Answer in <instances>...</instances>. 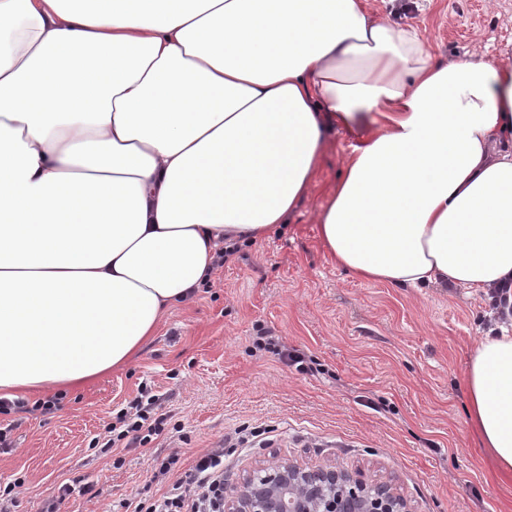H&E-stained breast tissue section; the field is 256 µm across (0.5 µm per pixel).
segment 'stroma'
Segmentation results:
<instances>
[{"instance_id": "1", "label": "stroma", "mask_w": 512, "mask_h": 512, "mask_svg": "<svg viewBox=\"0 0 512 512\" xmlns=\"http://www.w3.org/2000/svg\"><path fill=\"white\" fill-rule=\"evenodd\" d=\"M370 10L419 29L445 60L482 54L512 65V0H368ZM350 153L327 142L310 191L276 232L244 241L210 286L173 306L124 367L67 391L51 414L0 415L13 424L0 449V481L21 479L15 512H39L69 485L64 512H117L120 502L161 495L157 463L179 452L181 469L225 436L269 432L224 457L226 486L284 459L331 465L388 482L412 512H512L501 477L467 423L469 350L497 333L489 300L462 288H395L336 268L318 214ZM269 330L323 365L306 373L253 339ZM164 395L160 436L138 448L92 447L140 384Z\"/></svg>"}]
</instances>
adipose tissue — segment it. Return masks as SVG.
<instances>
[{
  "mask_svg": "<svg viewBox=\"0 0 512 512\" xmlns=\"http://www.w3.org/2000/svg\"><path fill=\"white\" fill-rule=\"evenodd\" d=\"M357 143L318 216L337 268L400 288L512 279V66L441 62L367 0H0V398L127 363ZM467 414L512 477V333Z\"/></svg>",
  "mask_w": 512,
  "mask_h": 512,
  "instance_id": "obj_1",
  "label": "adipose tissue"
}]
</instances>
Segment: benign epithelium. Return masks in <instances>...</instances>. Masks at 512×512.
Instances as JSON below:
<instances>
[{"label":"benign epithelium","mask_w":512,"mask_h":512,"mask_svg":"<svg viewBox=\"0 0 512 512\" xmlns=\"http://www.w3.org/2000/svg\"><path fill=\"white\" fill-rule=\"evenodd\" d=\"M264 471L224 496V512H410L391 485L369 486L336 467L285 460Z\"/></svg>","instance_id":"benign-epithelium-1"}]
</instances>
